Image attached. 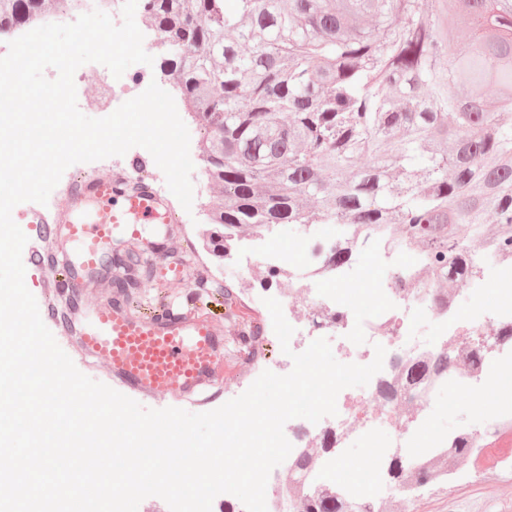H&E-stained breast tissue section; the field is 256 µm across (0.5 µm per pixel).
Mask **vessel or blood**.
Masks as SVG:
<instances>
[{
  "label": "vessel or blood",
  "instance_id": "vessel-or-blood-1",
  "mask_svg": "<svg viewBox=\"0 0 512 512\" xmlns=\"http://www.w3.org/2000/svg\"><path fill=\"white\" fill-rule=\"evenodd\" d=\"M63 194L64 205L30 211L38 242L32 260H40L44 245L55 259L43 290L44 319L63 303L55 321L66 344L87 369L107 358L109 380L127 393L194 408L212 402L223 391L228 353L221 304L196 289L178 300L145 295L136 305L129 293L145 276H182L186 255L197 248L190 241L178 252L146 235L145 225L179 223L170 200L132 168L107 179L80 173ZM116 235L129 257L109 263L104 248ZM106 280L117 287L105 294Z\"/></svg>",
  "mask_w": 512,
  "mask_h": 512
}]
</instances>
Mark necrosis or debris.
Instances as JSON below:
<instances>
[{
	"instance_id": "obj_1",
	"label": "necrosis or debris",
	"mask_w": 512,
	"mask_h": 512,
	"mask_svg": "<svg viewBox=\"0 0 512 512\" xmlns=\"http://www.w3.org/2000/svg\"><path fill=\"white\" fill-rule=\"evenodd\" d=\"M124 0H59L52 14L39 17V24H68L81 14L100 9L114 23H121ZM96 104L109 110L120 98L138 95L149 84L151 74L114 77L107 67L95 70ZM273 228L263 227L250 235L231 236L227 255L242 270L239 294L253 292L263 273L274 276L273 298L283 308L293 326L290 353H283L273 327L268 322L255 325L251 360L239 376L238 391H245L266 370L288 374L293 368L291 353L303 352L314 336L336 332L358 336L363 347L346 349L348 362L366 365L375 357V345L386 349L383 369L361 389L360 398L339 393L337 413L313 423L289 421L284 433L292 445L286 460L270 474L266 495L267 512H288L299 505L303 495L323 490L344 499H353L348 486L339 484L333 472L336 451L361 440L371 455L388 456L402 451L410 462H424L431 456L446 458L447 467L435 475L434 484L448 483L456 476L476 469L480 461L494 468L512 465V354L498 351L477 353L476 336L494 325L512 324V303L493 308L462 310L457 306L461 293L457 286L430 287L426 274L416 261L394 250L380 234L361 230L348 237H321L317 225L304 230V238L293 257L284 256L270 245ZM345 251L349 260L336 264V251ZM363 279L378 297L376 309L358 312L346 299L343 285ZM427 321L433 330L429 340L413 334L418 321ZM449 352L455 358L446 373L421 379L412 392L402 389L400 364H412L429 356ZM480 385L496 410L479 429L459 428L437 441V453L413 450L412 444L423 426L425 412L438 392L452 385ZM387 427L390 441L376 440L377 427ZM470 443L476 455L456 460L451 450L456 443ZM320 454L312 465L300 468L299 461L312 449Z\"/></svg>"
}]
</instances>
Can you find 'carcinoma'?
I'll use <instances>...</instances> for the list:
<instances>
[{"mask_svg":"<svg viewBox=\"0 0 512 512\" xmlns=\"http://www.w3.org/2000/svg\"><path fill=\"white\" fill-rule=\"evenodd\" d=\"M435 2L142 0L171 46L164 72L206 129V174L222 186L215 256L243 224L374 230L438 284L512 254V0ZM46 12V0H0V32ZM456 23L466 33L450 44ZM451 363L442 352L409 366L404 383ZM387 475L430 479L402 458ZM302 512L366 508L310 495Z\"/></svg>","mask_w":512,"mask_h":512,"instance_id":"carcinoma-1","label":"carcinoma"}]
</instances>
